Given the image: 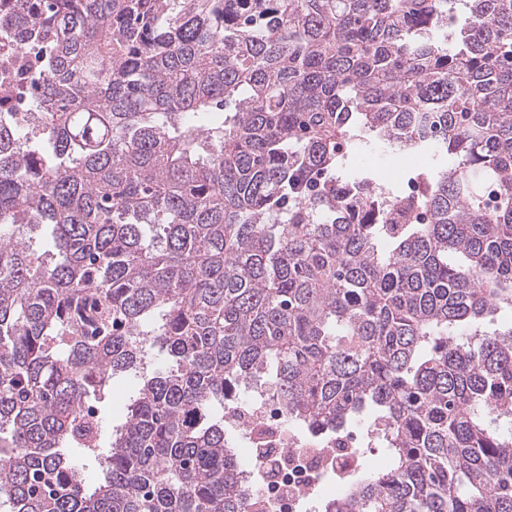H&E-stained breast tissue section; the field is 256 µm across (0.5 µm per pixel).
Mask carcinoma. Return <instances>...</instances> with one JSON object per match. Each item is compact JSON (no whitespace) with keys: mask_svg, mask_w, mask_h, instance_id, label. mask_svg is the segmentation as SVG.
Here are the masks:
<instances>
[{"mask_svg":"<svg viewBox=\"0 0 512 512\" xmlns=\"http://www.w3.org/2000/svg\"><path fill=\"white\" fill-rule=\"evenodd\" d=\"M462 7L0 0V512H265L261 378L382 441L317 512H512V0ZM132 391L131 386L127 382L119 380L112 388L110 403L96 404L107 423L112 422V424H116L122 419L124 405L128 403V398Z\"/></svg>","mask_w":512,"mask_h":512,"instance_id":"cac0c4a2","label":"carcinoma"}]
</instances>
